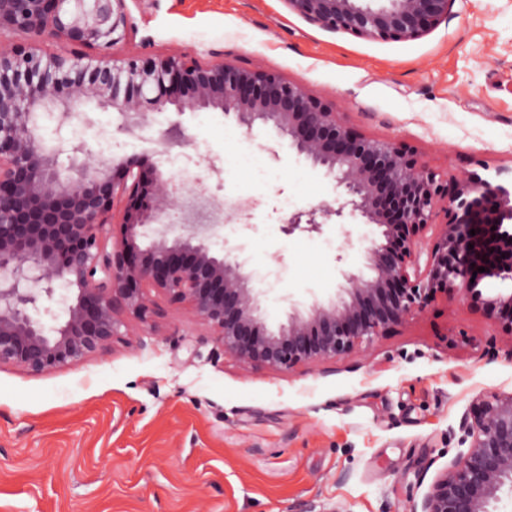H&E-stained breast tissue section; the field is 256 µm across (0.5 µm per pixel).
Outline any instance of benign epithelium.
Masks as SVG:
<instances>
[{"instance_id":"obj_1","label":"benign epithelium","mask_w":512,"mask_h":512,"mask_svg":"<svg viewBox=\"0 0 512 512\" xmlns=\"http://www.w3.org/2000/svg\"><path fill=\"white\" fill-rule=\"evenodd\" d=\"M127 0H0V32L29 36L0 53V367L31 374L76 365L124 335L125 314L144 316L147 289L189 306L224 353L271 370L336 358L369 347L386 329L420 312L439 292L464 297L486 277L512 281V184L465 177L453 195L448 182L393 143L357 133L298 82L224 61L187 55L130 56L112 50L126 36ZM320 28L383 41L418 39L448 18L454 0H285ZM41 41H61L96 53L81 67L64 53L46 54ZM88 87L99 106L119 112L220 110L251 130L272 125L288 148L331 177L343 203L320 202L279 217L281 231L323 235L331 223L358 218L381 229L382 242L362 235L373 276L345 274L338 297L314 302L305 314L270 329L260 314L253 276L227 251L211 252L206 225L179 233L160 197L185 184L158 166L146 172L131 159L118 170L73 165L82 143L59 137L48 145L38 116L81 113L77 91ZM130 236L110 241L113 208ZM451 212L430 252L417 237ZM150 229L159 239L132 244ZM475 234H470V230ZM112 248H107V242ZM485 271L480 272L478 268ZM65 282L63 321L44 298ZM467 426L471 449L432 483L421 512H489L512 484V396L483 402Z\"/></svg>"}]
</instances>
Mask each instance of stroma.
Wrapping results in <instances>:
<instances>
[{
	"label": "stroma",
	"mask_w": 512,
	"mask_h": 512,
	"mask_svg": "<svg viewBox=\"0 0 512 512\" xmlns=\"http://www.w3.org/2000/svg\"><path fill=\"white\" fill-rule=\"evenodd\" d=\"M116 58L188 54L296 81L356 131L399 144L449 182L512 167V0H455L447 20L406 42L329 32L286 0H128ZM86 122L42 119L47 140L86 144L87 165L115 169L163 153L199 157L209 195L258 200L230 221L263 278L269 327L336 296L367 272L355 227L284 235L282 201L301 209L341 196L270 128H239L218 110L128 121L88 99ZM179 124L187 140L165 139ZM251 142L272 171L221 168ZM166 175L178 168L162 165ZM440 296L368 348L285 370L224 354L188 306L153 294L145 318L76 365L31 374L0 367V512H416L468 452L483 401L512 396V329L488 299Z\"/></svg>",
	"instance_id": "35a3bbf8"
}]
</instances>
